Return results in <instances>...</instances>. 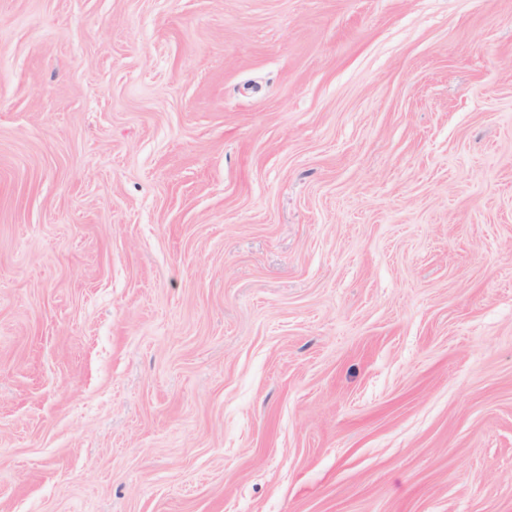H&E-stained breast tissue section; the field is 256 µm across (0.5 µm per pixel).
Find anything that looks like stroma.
Listing matches in <instances>:
<instances>
[{
  "label": "stroma",
  "mask_w": 512,
  "mask_h": 512,
  "mask_svg": "<svg viewBox=\"0 0 512 512\" xmlns=\"http://www.w3.org/2000/svg\"><path fill=\"white\" fill-rule=\"evenodd\" d=\"M0 512H512V0H0Z\"/></svg>",
  "instance_id": "obj_1"
}]
</instances>
